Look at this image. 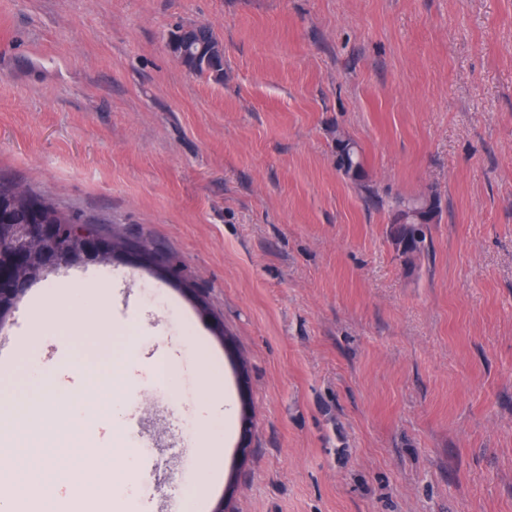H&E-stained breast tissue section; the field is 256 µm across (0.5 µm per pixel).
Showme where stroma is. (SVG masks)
I'll list each match as a JSON object with an SVG mask.
<instances>
[{"label":"stroma","instance_id":"obj_1","mask_svg":"<svg viewBox=\"0 0 512 512\" xmlns=\"http://www.w3.org/2000/svg\"><path fill=\"white\" fill-rule=\"evenodd\" d=\"M195 23L223 80L167 47ZM0 180L180 270L57 276L136 305L59 330L46 362L173 357L172 386L143 371L119 396V497L185 512L208 393L227 432L204 512H512V0H0ZM431 190L410 268L390 206ZM335 158L337 171L354 184L361 185L365 182L367 177L365 159L356 143L337 135Z\"/></svg>","mask_w":512,"mask_h":512}]
</instances>
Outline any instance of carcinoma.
<instances>
[{
    "label": "carcinoma",
    "instance_id": "obj_1",
    "mask_svg": "<svg viewBox=\"0 0 512 512\" xmlns=\"http://www.w3.org/2000/svg\"><path fill=\"white\" fill-rule=\"evenodd\" d=\"M169 45L171 51L180 55L189 70L196 75L216 80L224 77V49L209 25L197 23L181 26L170 35ZM335 158L337 171L357 185L365 182V159L356 143L340 135L336 136ZM28 198L37 200L44 206L47 224L80 223V217L61 209L50 199L23 190L16 184L1 181L0 217H5L9 223L23 222L26 215L21 207ZM392 212L393 226L390 232L408 241L406 261L414 265L429 249L427 225L436 223L439 217L440 196L432 191L415 197L400 198L395 200Z\"/></svg>",
    "mask_w": 512,
    "mask_h": 512
}]
</instances>
